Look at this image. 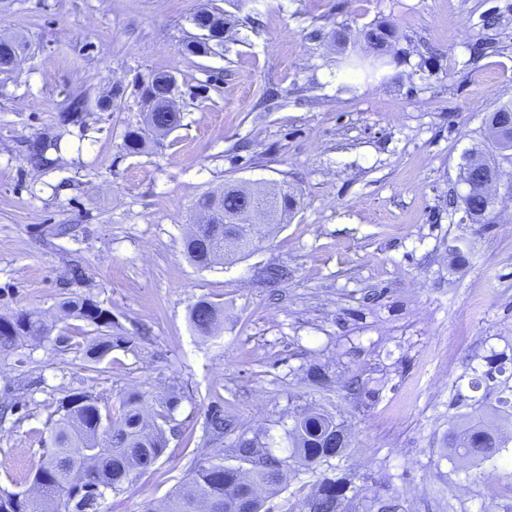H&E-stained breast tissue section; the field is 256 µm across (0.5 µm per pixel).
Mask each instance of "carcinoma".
<instances>
[{
    "label": "carcinoma",
    "instance_id": "cac0c4a2",
    "mask_svg": "<svg viewBox=\"0 0 512 512\" xmlns=\"http://www.w3.org/2000/svg\"><path fill=\"white\" fill-rule=\"evenodd\" d=\"M224 16L214 10L201 8L194 13V26H209L216 30ZM363 37L375 65L382 62L396 30L386 22L373 24L363 31ZM149 82L138 86L143 103L152 102L158 108L151 113L146 128L127 131L123 149L139 154L148 135L155 129H174L181 114L166 112L159 107L178 91L177 82L169 72H154ZM88 109L81 97L74 98L66 111L60 113L63 125L81 124ZM58 149V141L37 138L27 148L30 160L48 163L46 154ZM509 145L493 142L472 148L487 165L502 160ZM475 224L495 223L494 207L479 194L458 198ZM296 206L291 193H281L270 200L266 193L246 198L235 191L224 193L220 207L225 216L243 213L246 209H267L273 222L281 223ZM199 225L183 240L184 254L200 269L222 264L232 254L246 256L257 243L247 237L238 239L232 252L224 251V239L198 232ZM288 278V269L268 265L262 268L259 283L266 284ZM61 312L93 327L97 336L76 343L86 362L98 365L112 354V316L99 302L89 296L75 295L59 304ZM220 309L213 302L201 299L190 309L189 321L203 336L212 335L218 326ZM56 325L36 311L20 312L0 317V353L17 352L25 340L52 341L58 348L71 346L72 337L60 332L52 336ZM507 358L500 353L486 357L487 369L473 370L469 388L482 392L476 403L488 409L483 419L469 413H459L450 420L445 447L448 455L468 464L490 462L497 468H509V457L503 455L512 437L496 434L490 424L505 412L512 416V373H507ZM183 394L173 389L151 408L146 395L133 392L120 400L118 415H112V403L83 389H71L57 400L53 416L46 422L47 438L42 441L35 464L31 487L11 491L0 487V512H101L109 493L127 491L136 478L146 473L164 454L169 437L178 433L174 412ZM232 423L217 406L207 417L203 430L204 446L213 445L231 431ZM348 448L345 425L336 416L317 409L302 408L293 415L288 429V456L281 457L265 448L259 433H241L232 449L235 463L224 462V455L206 454L194 459L185 479L167 498V512H270L265 502L285 489L286 473L316 476L310 493L296 504L297 512H352L349 476L336 473L330 460L342 456ZM326 470H321V467Z\"/></svg>",
    "mask_w": 512,
    "mask_h": 512
}]
</instances>
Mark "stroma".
I'll return each instance as SVG.
<instances>
[{
    "mask_svg": "<svg viewBox=\"0 0 512 512\" xmlns=\"http://www.w3.org/2000/svg\"><path fill=\"white\" fill-rule=\"evenodd\" d=\"M206 5L230 26L224 46L182 53ZM378 21L398 34L386 64L349 70ZM1 35L21 50L0 72V315L53 318L86 295L117 338L95 372L48 343L0 354V404L17 406L0 422L1 487H29L64 391L116 403L177 388L179 434L102 512H162L214 405L281 456L297 409L344 421L336 465L356 512L377 494L403 512H512V479L444 447L473 369L512 357V205L474 224L455 202L463 155L512 100V0H0ZM159 71L177 78L181 124L126 154L143 120L137 86ZM115 84L118 107L60 125L74 93L92 102ZM45 134L60 150L32 167L26 145ZM228 181L288 183L299 205L245 258L197 268L183 238L199 199ZM267 265L287 280L255 284ZM201 299L221 311L216 335L189 322ZM312 365L327 387L308 381Z\"/></svg>",
    "mask_w": 512,
    "mask_h": 512,
    "instance_id": "obj_1",
    "label": "stroma"
}]
</instances>
